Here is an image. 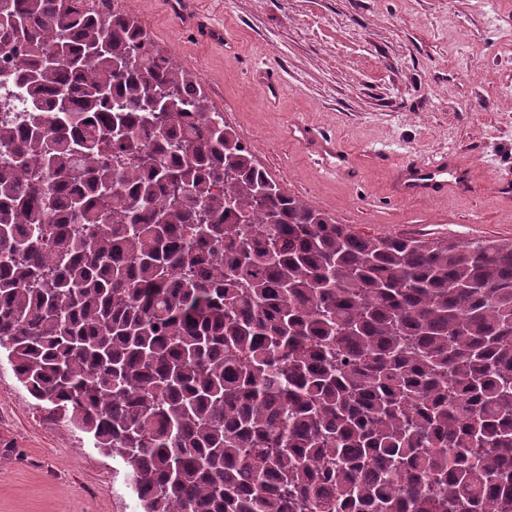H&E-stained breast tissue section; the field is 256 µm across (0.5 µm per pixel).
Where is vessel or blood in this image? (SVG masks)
<instances>
[{"mask_svg": "<svg viewBox=\"0 0 512 512\" xmlns=\"http://www.w3.org/2000/svg\"><path fill=\"white\" fill-rule=\"evenodd\" d=\"M168 10L183 17L189 24L200 28L204 37L211 41L221 40V28L206 24L193 9V0H167ZM301 138L307 142L313 152L327 164H335L337 160L336 145L332 140L318 138L309 130H302ZM401 176L398 183V194L406 200L432 197L449 191H459L466 187V173L453 165L448 159L405 161L400 166Z\"/></svg>", "mask_w": 512, "mask_h": 512, "instance_id": "b4317fda", "label": "vessel or blood"}]
</instances>
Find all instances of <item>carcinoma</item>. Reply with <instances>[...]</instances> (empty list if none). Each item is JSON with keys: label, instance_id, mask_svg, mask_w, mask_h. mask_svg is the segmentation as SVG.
Returning a JSON list of instances; mask_svg holds the SVG:
<instances>
[{"label": "carcinoma", "instance_id": "cac0c4a2", "mask_svg": "<svg viewBox=\"0 0 512 512\" xmlns=\"http://www.w3.org/2000/svg\"><path fill=\"white\" fill-rule=\"evenodd\" d=\"M0 349L142 512H512V240L280 188L124 11L0 0Z\"/></svg>", "mask_w": 512, "mask_h": 512}]
</instances>
